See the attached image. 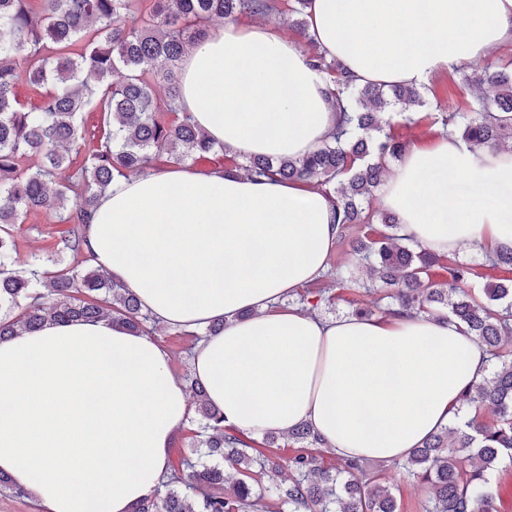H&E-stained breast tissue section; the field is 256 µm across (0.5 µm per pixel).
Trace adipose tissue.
<instances>
[{
    "label": "adipose tissue",
    "instance_id": "adipose-tissue-1",
    "mask_svg": "<svg viewBox=\"0 0 512 512\" xmlns=\"http://www.w3.org/2000/svg\"><path fill=\"white\" fill-rule=\"evenodd\" d=\"M308 28L358 82L425 84L512 45V0H311ZM180 104L239 155L299 158L337 112L327 75L275 26L210 29L183 58ZM466 181L469 201L448 192ZM400 233L436 253L512 249V150L443 135L380 188ZM335 205L300 181L187 167L115 179L85 228L93 266L160 324L223 321L192 369L224 424L253 438L310 424L339 456L401 460L453 420L489 370L475 336L436 316L319 319L280 299L321 278ZM190 416L153 337L109 319L0 341V474L38 512H131L169 477Z\"/></svg>",
    "mask_w": 512,
    "mask_h": 512
}]
</instances>
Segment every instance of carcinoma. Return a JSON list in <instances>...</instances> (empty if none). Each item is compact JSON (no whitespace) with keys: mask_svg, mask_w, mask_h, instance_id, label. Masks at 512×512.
Here are the masks:
<instances>
[{"mask_svg":"<svg viewBox=\"0 0 512 512\" xmlns=\"http://www.w3.org/2000/svg\"><path fill=\"white\" fill-rule=\"evenodd\" d=\"M309 0L286 8L279 0H0V341L20 330L34 331L49 322L109 318L133 332L148 333L150 316L135 294L90 263L84 236L74 228L61 237L49 271L39 262L15 267L11 225L45 211L60 223L84 225V217L117 177L145 173L152 147H169L176 163L211 154V142L185 112H179L178 72L186 52L206 34L214 18L288 17L312 46L310 65L334 83L331 97L340 112L335 131L320 147L299 158L257 156L235 168L249 175L305 180L325 187L336 199L337 237L349 243L359 267L387 290L382 314L441 316L466 327L496 359L483 381L461 394V407L494 409L485 423L479 414L445 427L412 450L409 474L427 489L423 512H494L488 474L512 459V280L487 283L483 298L468 293L472 268L450 265L440 282L430 278L437 256L398 233L391 212L362 207L381 186L389 162L402 156L405 143L385 132L382 115L397 106L423 104L417 87L407 84H358L339 61L317 49L309 32ZM26 81L54 85L49 99L27 110L14 96ZM494 89L484 94L483 85ZM160 88L159 96L155 88ZM482 101L475 113L441 117L443 127L458 124L470 149H499L512 139V68L486 67L474 80ZM97 103L110 118L105 140L91 150L69 183L55 181L70 164V152L86 145L80 114ZM178 113L169 123L165 115ZM378 218L375 239L352 237L358 224ZM326 289L301 296L303 310L314 313ZM201 417L198 446L203 456L185 460L189 473L173 475L166 490L140 501L134 512H398L396 496L383 472L388 464L342 460L329 469L312 452L323 440L308 424L284 435L311 450L288 459V478L262 486L257 474L277 475L282 464L226 431L221 414L211 408L204 387L186 376Z\"/></svg>","mask_w":512,"mask_h":512,"instance_id":"obj_1","label":"carcinoma"}]
</instances>
